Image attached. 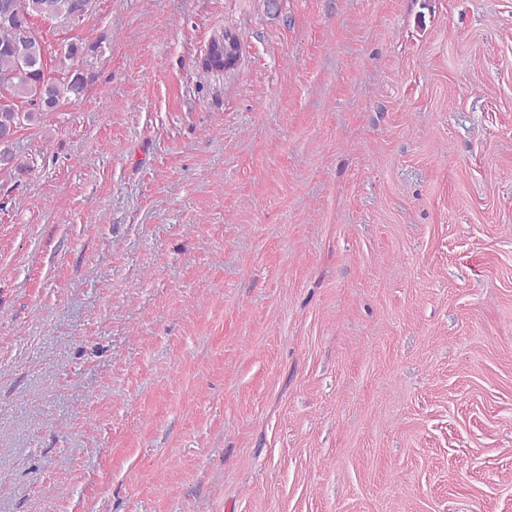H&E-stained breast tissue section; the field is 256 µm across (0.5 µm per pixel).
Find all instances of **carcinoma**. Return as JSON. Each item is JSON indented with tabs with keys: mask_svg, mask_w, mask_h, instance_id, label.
Here are the masks:
<instances>
[{
	"mask_svg": "<svg viewBox=\"0 0 512 512\" xmlns=\"http://www.w3.org/2000/svg\"><path fill=\"white\" fill-rule=\"evenodd\" d=\"M18 4L20 14L0 19V130L34 123L62 102L82 98L87 87L81 72L53 65L52 50L29 62L15 54L12 43L15 28L26 25L27 20L78 21L89 13L92 0H18ZM20 103L29 105L30 110H20ZM2 153L10 161L5 171L18 175L30 171V164L17 157L10 145L0 144Z\"/></svg>",
	"mask_w": 512,
	"mask_h": 512,
	"instance_id": "cac0c4a2",
	"label": "carcinoma"
}]
</instances>
